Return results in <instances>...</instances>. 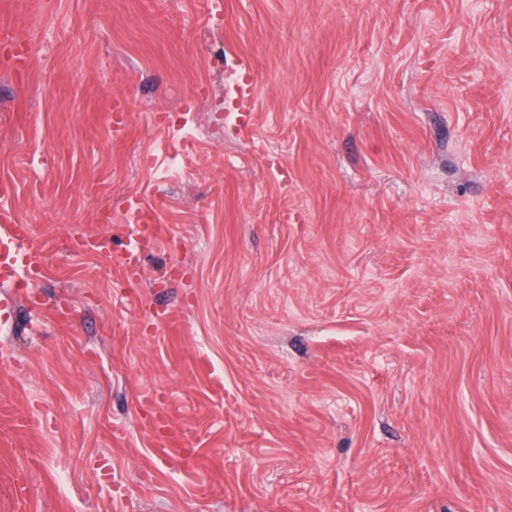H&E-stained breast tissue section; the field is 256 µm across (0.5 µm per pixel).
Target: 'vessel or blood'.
I'll return each instance as SVG.
<instances>
[{"mask_svg": "<svg viewBox=\"0 0 512 512\" xmlns=\"http://www.w3.org/2000/svg\"><path fill=\"white\" fill-rule=\"evenodd\" d=\"M254 97V79L249 72H241L233 90V100L240 111H250ZM14 193L11 182L0 180V285L18 288L36 279L39 262L32 256L28 225L17 223L8 201ZM128 229L137 237L153 234V217L146 208L130 209Z\"/></svg>", "mask_w": 512, "mask_h": 512, "instance_id": "vessel-or-blood-1", "label": "vessel or blood"}]
</instances>
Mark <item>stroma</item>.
Masks as SVG:
<instances>
[{
    "mask_svg": "<svg viewBox=\"0 0 512 512\" xmlns=\"http://www.w3.org/2000/svg\"><path fill=\"white\" fill-rule=\"evenodd\" d=\"M223 2L0 0V512H512V0ZM253 97L254 79L246 69H243L233 90V100L240 112H251ZM14 193L11 182L0 180V284L2 288H20L41 272L40 263L30 252L27 224H18L8 201ZM28 247V248H27ZM128 211L130 219L129 224L126 226L135 238L154 233L156 225L153 224V217L146 208L143 206H136L135 208H129ZM76 243L82 249L88 248L101 257H112V238L110 236L78 234Z\"/></svg>",
    "mask_w": 512,
    "mask_h": 512,
    "instance_id": "1",
    "label": "stroma"
}]
</instances>
